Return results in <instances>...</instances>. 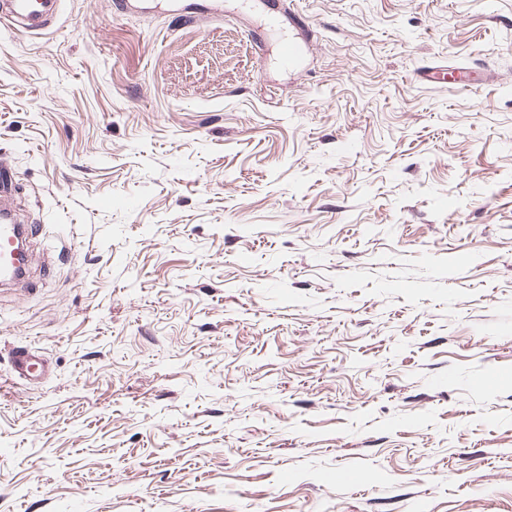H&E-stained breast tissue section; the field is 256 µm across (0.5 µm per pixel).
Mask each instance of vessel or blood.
<instances>
[{
  "instance_id": "vessel-or-blood-1",
  "label": "vessel or blood",
  "mask_w": 512,
  "mask_h": 512,
  "mask_svg": "<svg viewBox=\"0 0 512 512\" xmlns=\"http://www.w3.org/2000/svg\"><path fill=\"white\" fill-rule=\"evenodd\" d=\"M55 12L53 0H5L0 15L27 30L44 29ZM35 227L20 223L12 209L0 207V283L22 284L26 281V270L32 263L31 254L25 253L28 239L34 238ZM50 372L47 358L28 346H17L11 351V375L24 384L42 382Z\"/></svg>"
}]
</instances>
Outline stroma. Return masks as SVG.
I'll list each match as a JSON object with an SVG mask.
<instances>
[{
  "mask_svg": "<svg viewBox=\"0 0 512 512\" xmlns=\"http://www.w3.org/2000/svg\"><path fill=\"white\" fill-rule=\"evenodd\" d=\"M0 157V512H512V0H61ZM35 225L20 224L12 209L4 204L0 208V282L1 285L23 284L25 288L33 282L26 280V270L32 264V253L26 251L27 239H34ZM24 248V256L21 248ZM11 376L16 384H37L44 380L49 372L48 359L39 351L28 346H17L11 351Z\"/></svg>",
  "mask_w": 512,
  "mask_h": 512,
  "instance_id": "obj_1",
  "label": "stroma"
}]
</instances>
